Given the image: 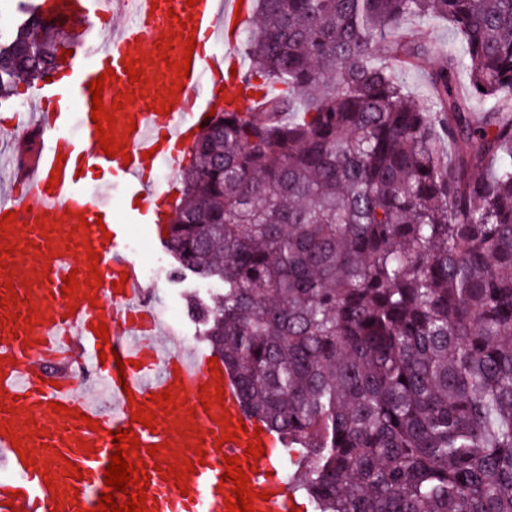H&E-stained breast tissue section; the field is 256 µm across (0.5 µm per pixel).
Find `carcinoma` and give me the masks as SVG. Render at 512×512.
Masks as SVG:
<instances>
[{"instance_id": "cac0c4a2", "label": "carcinoma", "mask_w": 512, "mask_h": 512, "mask_svg": "<svg viewBox=\"0 0 512 512\" xmlns=\"http://www.w3.org/2000/svg\"><path fill=\"white\" fill-rule=\"evenodd\" d=\"M17 10L0 106L77 37ZM256 13L241 79L262 106L209 119L158 226L175 275L224 282L191 314L311 512H512V0ZM437 17L458 41L433 63ZM404 81L410 95L417 101H425L430 96V87L424 69H413L405 73Z\"/></svg>"}]
</instances>
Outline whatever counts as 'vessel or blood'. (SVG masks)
Instances as JSON below:
<instances>
[{
  "label": "vessel or blood",
  "mask_w": 512,
  "mask_h": 512,
  "mask_svg": "<svg viewBox=\"0 0 512 512\" xmlns=\"http://www.w3.org/2000/svg\"><path fill=\"white\" fill-rule=\"evenodd\" d=\"M59 10L85 21L106 24L103 37H89L78 54L68 57L49 82L30 100L26 130L36 146L15 165L10 194L0 198V216L14 213L0 241L14 245L6 257L12 288L0 286V461L11 470L0 480V512H95L107 485L104 473L114 453L112 431L132 429L139 444L130 461H143L149 470L147 512H228L226 496L233 484L223 481L225 457L240 459L255 493L254 512H294L299 503L278 466L286 452L259 418L247 414L240 386L227 368L212 372L210 355L184 354L174 335H162L160 319L144 285L139 266L124 244L125 222L112 206L88 190L97 174L121 181L132 199L141 203L148 223H167L165 195L148 176L159 164L181 169L189 142L208 122L207 101L226 95L224 60L218 45L232 42L237 17L248 16L250 0H64ZM196 27L190 73L176 75L170 62L184 53V26ZM172 35L168 53L160 37ZM140 59L144 81L130 82L124 60ZM103 79L104 106L116 96L138 89L139 97L115 110V138L125 150L107 157L95 137L91 119L90 84ZM171 95L168 113L152 110L156 94ZM80 136H71V120ZM55 189H48L51 176ZM98 264H90V250ZM100 272L101 286L88 288L90 267ZM75 275V298L62 295L63 279ZM124 281L121 290L113 284ZM97 305H90V298ZM76 313H69V305ZM40 323L27 325L30 309ZM106 324L108 341L95 325ZM127 363L118 369L117 360ZM223 389V402L203 407V396ZM170 392L175 403L163 412L156 395ZM67 413L53 411V403ZM154 415L155 428L132 422L134 406ZM97 429H89L88 421ZM244 424L237 441H223L228 429ZM19 445H12V438ZM265 445L256 459L246 449L253 438ZM157 446L149 455V446ZM29 453L23 465L20 452ZM197 462L186 477V490L175 479H162V468ZM82 470L81 479L68 477L69 464Z\"/></svg>",
  "instance_id": "1"
}]
</instances>
